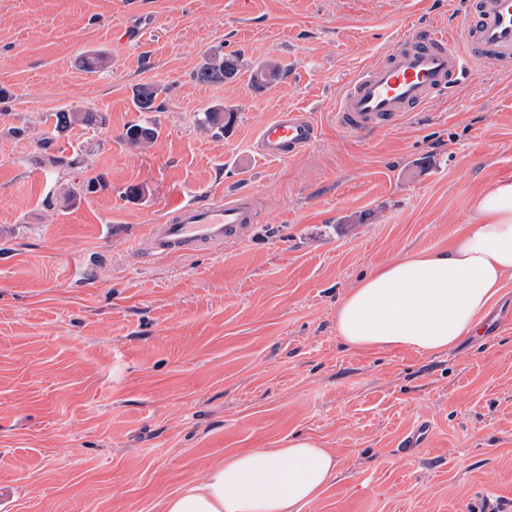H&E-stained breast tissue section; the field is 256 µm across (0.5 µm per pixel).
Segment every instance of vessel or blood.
I'll list each match as a JSON object with an SVG mask.
<instances>
[{"label":"vessel or blood","instance_id":"vessel-or-blood-1","mask_svg":"<svg viewBox=\"0 0 512 512\" xmlns=\"http://www.w3.org/2000/svg\"><path fill=\"white\" fill-rule=\"evenodd\" d=\"M512 65V0H468L449 28L419 27L350 79L336 101V126L348 134L394 128L406 115L451 92L472 62ZM318 128L307 113L288 110L259 129L258 152L286 159L311 147ZM257 217V198L234 193L208 202L179 201L151 225L144 250L152 258L189 255L243 241Z\"/></svg>","mask_w":512,"mask_h":512}]
</instances>
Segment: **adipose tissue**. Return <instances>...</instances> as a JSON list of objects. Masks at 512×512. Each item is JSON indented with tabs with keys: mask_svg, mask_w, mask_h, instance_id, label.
Instances as JSON below:
<instances>
[{
	"mask_svg": "<svg viewBox=\"0 0 512 512\" xmlns=\"http://www.w3.org/2000/svg\"><path fill=\"white\" fill-rule=\"evenodd\" d=\"M477 224L445 250L406 254L362 277L336 308L339 337L355 349L448 350L472 333L512 277V183L478 200ZM336 460L309 438L225 458L168 495L163 512H303L333 480Z\"/></svg>",
	"mask_w": 512,
	"mask_h": 512,
	"instance_id": "1",
	"label": "adipose tissue"
}]
</instances>
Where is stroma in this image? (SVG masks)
Returning <instances> with one entry per match:
<instances>
[{
    "label": "stroma",
    "mask_w": 512,
    "mask_h": 512,
    "mask_svg": "<svg viewBox=\"0 0 512 512\" xmlns=\"http://www.w3.org/2000/svg\"><path fill=\"white\" fill-rule=\"evenodd\" d=\"M458 0H0V512H163L224 458L300 436L336 459L304 512H512V280L433 354L355 350L336 307L371 270L448 247L512 182V70L472 67L396 128H336V99L394 38ZM230 83L200 84L213 47ZM92 52L102 67H81ZM261 63L276 83L253 88ZM159 135L130 147L138 87ZM234 109L218 134L197 126ZM308 113L301 155L256 151ZM94 122L55 133V114ZM251 190L247 241L144 260L176 197ZM419 460L395 456L419 423ZM236 112L222 107H210L202 112L201 125L225 130L234 121ZM318 128L307 113L298 110L279 112L259 129L258 152L270 159H288L311 147Z\"/></svg>",
    "instance_id": "35a3bbf8"
}]
</instances>
